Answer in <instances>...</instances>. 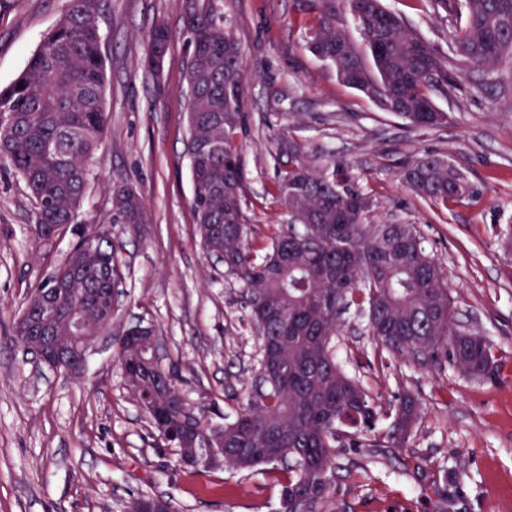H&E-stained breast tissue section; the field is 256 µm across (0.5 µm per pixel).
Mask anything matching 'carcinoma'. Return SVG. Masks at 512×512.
Returning <instances> with one entry per match:
<instances>
[{
	"instance_id": "carcinoma-1",
	"label": "carcinoma",
	"mask_w": 512,
	"mask_h": 512,
	"mask_svg": "<svg viewBox=\"0 0 512 512\" xmlns=\"http://www.w3.org/2000/svg\"><path fill=\"white\" fill-rule=\"evenodd\" d=\"M362 42L339 26L325 6L310 51L331 64L338 79L378 102L412 128H438L448 113L432 93L456 87L464 72L491 78L512 58V0H436L460 18L441 51L405 26L381 0H343ZM101 0H65L56 25L45 34L23 73L0 90V164L23 180L34 201L41 239L80 224L90 168L104 147L105 62L99 26ZM191 92L187 152L192 205L206 255L224 263L243 285L241 304L259 344L271 347L278 372L248 396L234 419L209 421L193 405L175 365L151 361L148 345L120 342L117 361L124 380L147 413L157 440L165 443L155 409L172 402L200 416L198 431L182 438L178 454L215 455L201 465L248 470L284 465L279 512L301 490L305 512H320L331 488L336 448H403L422 413L409 392L381 410L361 383L337 364L332 341L340 315L352 307L367 318L377 349L441 368L450 365L471 379L495 381L498 365L485 337L453 322L445 271L426 250L413 224L370 221L374 202L342 163L315 171L300 143L283 142L288 168L272 195L300 228L276 231L258 246L249 239L243 212L244 178L234 138L241 128L243 52L231 28L221 24L213 0L194 4L187 17ZM403 180L416 197L435 206L470 192L464 175L445 156L427 153L408 161ZM112 214L123 224L147 221L132 185L116 187ZM112 236L95 247L83 237L47 288L67 293L65 307L85 300L91 288H113Z\"/></svg>"
}]
</instances>
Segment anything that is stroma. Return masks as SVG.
Returning a JSON list of instances; mask_svg holds the SVG:
<instances>
[{
    "instance_id": "obj_1",
    "label": "stroma",
    "mask_w": 512,
    "mask_h": 512,
    "mask_svg": "<svg viewBox=\"0 0 512 512\" xmlns=\"http://www.w3.org/2000/svg\"><path fill=\"white\" fill-rule=\"evenodd\" d=\"M325 0H214L244 56V126L235 138L244 170L251 242L288 226L269 190L287 164L282 138L301 142L310 165L347 163L384 224L417 225L448 276L455 323L479 332L499 359L500 379L377 356L357 312L343 315L337 360L369 394L388 403L414 394L423 414L409 447L375 453L341 448L320 512H435L433 475H456L448 512H512V63L492 81L434 93L447 126L414 129L339 81L308 49ZM411 28L446 46L454 21L435 0H382ZM64 0H0V89L26 68ZM170 33L161 76L143 66L147 32ZM108 134L82 205L89 221L111 215L112 189L135 186L147 222L111 227L121 278L115 317L75 378L26 356L11 338L36 284L62 265L74 237L33 233L22 179L0 169V512H121L139 491L170 497L173 512H277L275 469L193 471L161 447L117 363L119 335L143 321L160 331L165 361L189 379V397L233 418L253 390L258 339L238 304L240 283L207 257L192 209L186 151L191 94L181 0H102ZM448 158L471 191L448 207L414 196L404 163Z\"/></svg>"
}]
</instances>
